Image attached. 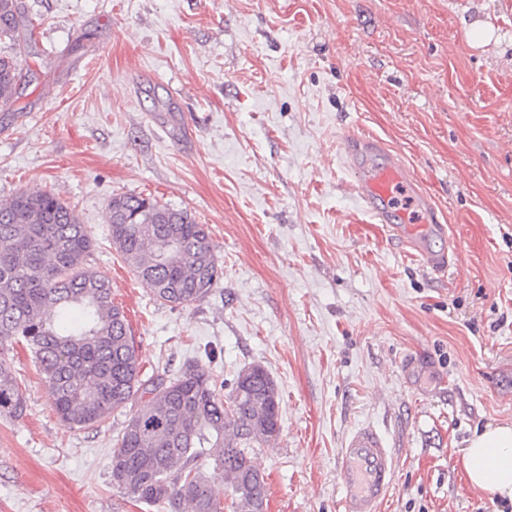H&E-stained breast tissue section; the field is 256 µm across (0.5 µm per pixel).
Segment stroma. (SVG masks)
<instances>
[{
  "label": "stroma",
  "mask_w": 512,
  "mask_h": 512,
  "mask_svg": "<svg viewBox=\"0 0 512 512\" xmlns=\"http://www.w3.org/2000/svg\"><path fill=\"white\" fill-rule=\"evenodd\" d=\"M30 23L0 201L59 195L91 231L141 366H264L280 434L256 449L266 512H338L337 459L370 424L398 472L381 512H504L459 450L512 422V0H17ZM493 31L475 44L473 24ZM377 135L456 244L445 276L363 207L346 137ZM206 225L224 268L186 307L153 300L108 237L112 196ZM0 418V512H168L112 485L128 412L61 425L29 353Z\"/></svg>",
  "instance_id": "obj_1"
}]
</instances>
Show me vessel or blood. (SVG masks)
Masks as SVG:
<instances>
[{
    "instance_id": "obj_1",
    "label": "vessel or blood",
    "mask_w": 512,
    "mask_h": 512,
    "mask_svg": "<svg viewBox=\"0 0 512 512\" xmlns=\"http://www.w3.org/2000/svg\"><path fill=\"white\" fill-rule=\"evenodd\" d=\"M344 158L359 172L356 189L366 210L403 238L431 273H445L450 265L447 254L422 243V231L436 226L438 218L411 172L374 137L346 139ZM404 198L415 206V214L401 208ZM396 468L394 452L377 429H354L346 437L339 459L342 512H380L393 487Z\"/></svg>"
}]
</instances>
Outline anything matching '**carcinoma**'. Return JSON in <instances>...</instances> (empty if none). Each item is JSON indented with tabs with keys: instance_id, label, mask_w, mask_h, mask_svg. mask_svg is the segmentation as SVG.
<instances>
[{
	"instance_id": "cac0c4a2",
	"label": "carcinoma",
	"mask_w": 512,
	"mask_h": 512,
	"mask_svg": "<svg viewBox=\"0 0 512 512\" xmlns=\"http://www.w3.org/2000/svg\"><path fill=\"white\" fill-rule=\"evenodd\" d=\"M26 31L16 0H0L1 107L22 79ZM108 213L113 247L155 301L189 306L222 275L207 229L190 213L133 195L112 197ZM93 246L52 192L0 203V344L30 350L63 426L91 429L129 410L110 460L112 484L129 498L170 512H266V480L251 452L280 432L274 379L251 365L224 396L197 362L143 376L112 281L86 263ZM25 411L13 361L0 353V417Z\"/></svg>"
}]
</instances>
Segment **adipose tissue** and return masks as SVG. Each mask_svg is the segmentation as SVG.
Masks as SVG:
<instances>
[{"label":"adipose tissue","instance_id":"adipose-tissue-1","mask_svg":"<svg viewBox=\"0 0 512 512\" xmlns=\"http://www.w3.org/2000/svg\"><path fill=\"white\" fill-rule=\"evenodd\" d=\"M472 488L512 501V424H486L460 450Z\"/></svg>","mask_w":512,"mask_h":512}]
</instances>
